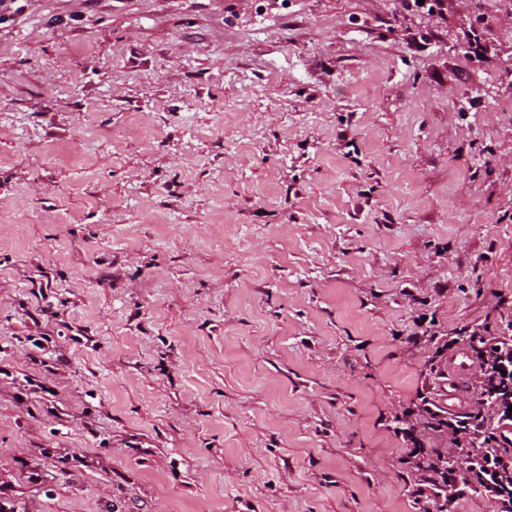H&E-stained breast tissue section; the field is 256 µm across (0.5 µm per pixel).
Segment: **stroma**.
<instances>
[{
  "mask_svg": "<svg viewBox=\"0 0 512 512\" xmlns=\"http://www.w3.org/2000/svg\"><path fill=\"white\" fill-rule=\"evenodd\" d=\"M510 296L512 0L0 10L10 512H422L392 418Z\"/></svg>",
  "mask_w": 512,
  "mask_h": 512,
  "instance_id": "35a3bbf8",
  "label": "stroma"
}]
</instances>
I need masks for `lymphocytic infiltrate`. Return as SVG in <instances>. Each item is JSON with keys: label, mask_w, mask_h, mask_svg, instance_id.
Here are the masks:
<instances>
[{"label": "lymphocytic infiltrate", "mask_w": 512, "mask_h": 512, "mask_svg": "<svg viewBox=\"0 0 512 512\" xmlns=\"http://www.w3.org/2000/svg\"><path fill=\"white\" fill-rule=\"evenodd\" d=\"M468 350L478 380L464 407L448 410L423 394L401 414L406 426L398 434L408 448L407 463L419 474L424 512H451L467 486L492 500L495 512H512V443L502 444L497 434L502 421L512 422V324L492 336L472 332ZM416 415L447 434V447L425 446L409 424Z\"/></svg>", "instance_id": "1"}]
</instances>
